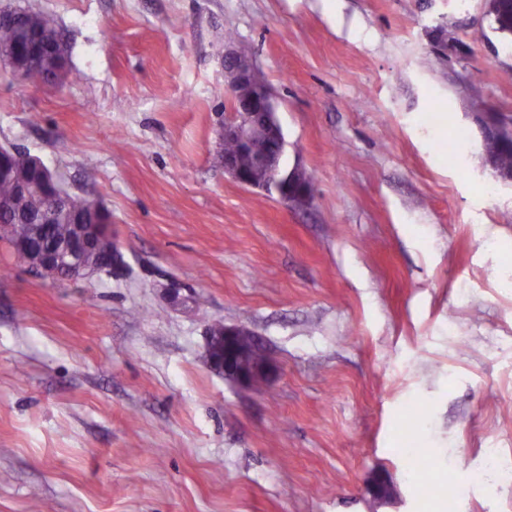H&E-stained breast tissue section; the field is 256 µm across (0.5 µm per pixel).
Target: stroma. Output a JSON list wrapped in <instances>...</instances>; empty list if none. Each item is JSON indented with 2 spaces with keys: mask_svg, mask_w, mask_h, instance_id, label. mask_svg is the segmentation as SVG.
I'll return each instance as SVG.
<instances>
[{
  "mask_svg": "<svg viewBox=\"0 0 512 512\" xmlns=\"http://www.w3.org/2000/svg\"><path fill=\"white\" fill-rule=\"evenodd\" d=\"M6 9L54 16L68 76L0 67V146L104 206L128 270L55 281L0 241V512H512V184L482 127L512 116V38L485 0ZM228 39L308 205L224 171ZM215 320L270 380L210 367Z\"/></svg>",
  "mask_w": 512,
  "mask_h": 512,
  "instance_id": "stroma-1",
  "label": "stroma"
}]
</instances>
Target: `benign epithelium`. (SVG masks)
Masks as SVG:
<instances>
[{
    "label": "benign epithelium",
    "instance_id": "1",
    "mask_svg": "<svg viewBox=\"0 0 512 512\" xmlns=\"http://www.w3.org/2000/svg\"><path fill=\"white\" fill-rule=\"evenodd\" d=\"M224 84L228 95L237 101L238 109L224 117L222 139L237 142L251 153L253 165L245 168L237 156L224 155V172L239 184L274 193L286 206L311 199V181L297 165L288 166L284 160L285 138L276 119V108L267 83L257 73L252 58L236 48L224 49ZM504 139L503 126L491 121L484 127L485 148L492 149ZM99 226L89 225L83 239L73 247V253L59 258L45 251L37 262V270L60 281H77L97 273L79 264L75 254L84 239L97 234ZM211 367L224 377L241 385H250L268 377L270 363L250 357V332L239 327H224V353L208 347Z\"/></svg>",
    "mask_w": 512,
    "mask_h": 512
}]
</instances>
